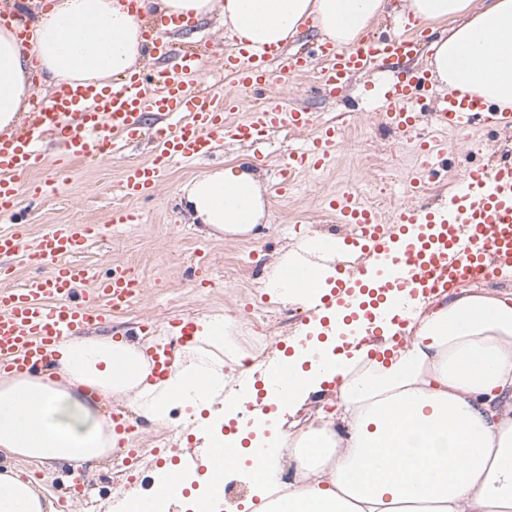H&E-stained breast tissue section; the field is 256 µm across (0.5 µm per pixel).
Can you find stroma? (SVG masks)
Listing matches in <instances>:
<instances>
[{"mask_svg": "<svg viewBox=\"0 0 512 512\" xmlns=\"http://www.w3.org/2000/svg\"><path fill=\"white\" fill-rule=\"evenodd\" d=\"M224 28L216 20L190 23L186 32L170 34L175 55L165 58V65L177 62V53L191 50L205 62L203 79L230 84L222 68L226 43ZM372 75L354 76L337 96L321 95L315 89L313 75H291L273 84L270 95L285 103L316 113L319 123L346 122L343 141L335 159L323 171L300 175L295 191L280 197L273 191L279 166L289 150L299 142L314 137L315 129L282 130L273 134L262 156H254L247 147L223 145L213 155L194 163L177 164L168 172L154 196L146 201L131 200L118 191L123 170L130 164L150 158L154 142V116L144 119L140 137L110 160L89 164L74 163L69 182L59 194L35 205H22L19 219L28 224L32 236H40L54 224H95L101 234L88 244L78 259L91 265L101 275L122 266L142 279L147 290L128 310L116 314L104 331L120 335L126 330L143 329L142 341L155 346L170 331L166 324L172 313L187 320L209 315L241 312L253 300L280 302L278 292L263 288L275 259L294 242L314 234L343 236L345 229L323 210L326 194L353 188L362 203L374 202L386 176L395 183L390 206L407 201L424 210L444 206L463 174L473 167H491L499 159L512 157V130L496 131L475 123L470 131L447 134L448 150L437 164L438 174L426 181L420 195L409 197L403 181L414 160V146L399 141L382 125L368 88ZM247 165L263 188L265 215L247 233H227L194 223L185 208L181 189L190 181L214 170ZM120 210L141 214L137 224H113L112 215ZM209 258L212 287H194L189 268L198 252ZM166 429L146 427L126 438V449L117 450L110 459L94 468H84L79 478L84 492L76 512H115L127 491L145 494L157 469L165 462L155 451ZM139 451L137 466L142 480L131 481L120 461L127 448Z\"/></svg>", "mask_w": 512, "mask_h": 512, "instance_id": "obj_1", "label": "stroma"}]
</instances>
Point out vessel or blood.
Listing matches in <instances>:
<instances>
[{
	"label": "vessel or blood",
	"mask_w": 512,
	"mask_h": 512,
	"mask_svg": "<svg viewBox=\"0 0 512 512\" xmlns=\"http://www.w3.org/2000/svg\"><path fill=\"white\" fill-rule=\"evenodd\" d=\"M418 43L413 35L371 36L351 49L324 43L317 56L289 59L277 71L272 63L278 51L257 50L235 41L224 54V72L232 77L235 91L225 90L218 81L190 88L187 77L200 75L204 65L198 53L187 52L173 71H138L103 86H60L50 105L27 113L18 129L0 133V216L8 220L0 228V261L24 253L34 268L21 285L0 289V373H40L63 339L100 328L144 292L142 281L125 268H114L101 278L77 262V255L97 237L96 225L57 224L30 238L26 225L13 220L23 198L62 190L72 162L110 159L138 136L149 114L162 121L155 131L156 145L149 160L125 169L119 182L124 197L152 196L172 166L208 157L220 142L255 147L285 127H318L315 137L289 151L279 171L275 191L288 195L295 175L322 170L333 160L344 127L318 124L315 113L285 105L268 95V88L280 77L311 72L321 87L335 94L356 73L411 57L418 52ZM433 79L429 70H408L374 87L373 97L384 106V125L403 138H413L421 93ZM243 90L265 93L263 107L244 111L239 96ZM432 121L441 132L463 133L478 121L512 129V112H490L480 97L450 94L435 101ZM52 140L62 148L50 156L45 146ZM442 149L435 140L420 143L408 192H419L421 173L434 166ZM44 169L51 170V179L28 183L32 171ZM323 206L347 229L343 240L334 243L333 252L346 246L360 249L368 260L387 266L398 288L397 293L379 292L373 301H361L359 280L337 279L323 296V306L346 312L354 320L374 303L405 314L408 298L443 294L458 283L475 284L501 266L512 265L511 158L490 169H469L445 209L424 211L400 204L390 226L348 190L326 196ZM147 362L152 377L162 378L175 362L171 347L152 349Z\"/></svg>",
	"instance_id": "1"
}]
</instances>
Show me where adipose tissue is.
Instances as JSON below:
<instances>
[{
  "instance_id": "1",
  "label": "adipose tissue",
  "mask_w": 512,
  "mask_h": 512,
  "mask_svg": "<svg viewBox=\"0 0 512 512\" xmlns=\"http://www.w3.org/2000/svg\"><path fill=\"white\" fill-rule=\"evenodd\" d=\"M57 0L29 27L0 28V132L28 111L30 73L43 81L88 85L133 73L143 58L144 17L219 18L251 46L281 47L311 25L322 41L353 48L370 25L390 18L447 24L434 39L432 70L456 93L480 95L512 109V0ZM28 29L22 41L18 30ZM196 220L229 232L251 230L264 216L262 187L245 168H221L186 190ZM196 348L152 382L141 340L126 336L67 338L56 347L53 375L0 379V455L66 473L109 459L112 434L105 404L122 400L152 423L170 426L169 408L195 411L223 404L225 374L211 350L224 324L196 322ZM295 347V381L269 399L296 414L338 381L336 408L317 411L289 433L286 450L262 461L243 444L260 425L207 439V460L228 468L249 463L265 488L282 456L297 466L287 494L261 512H512V289L455 288L422 314L414 338L373 358V343L335 354L339 331ZM0 512H56L39 484L0 467Z\"/></svg>"
}]
</instances>
